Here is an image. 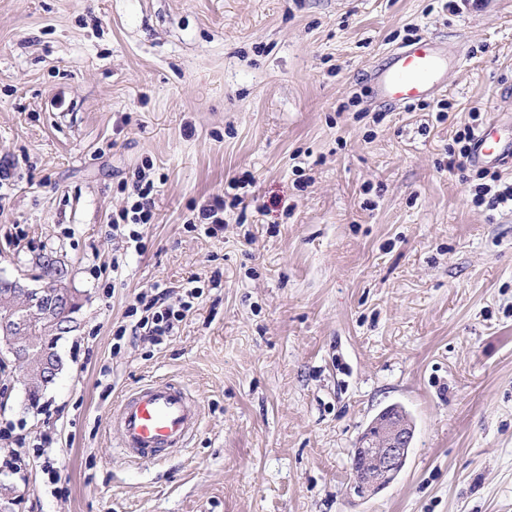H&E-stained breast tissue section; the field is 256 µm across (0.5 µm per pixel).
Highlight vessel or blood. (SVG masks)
<instances>
[{
	"mask_svg": "<svg viewBox=\"0 0 512 512\" xmlns=\"http://www.w3.org/2000/svg\"><path fill=\"white\" fill-rule=\"evenodd\" d=\"M450 62L431 37L392 50L370 79L381 102L407 107L444 86ZM470 160L477 165L512 163V136L490 121L475 137ZM202 421L198 402L177 384L151 381L129 391L113 408L110 425L122 459L156 464L187 447Z\"/></svg>",
	"mask_w": 512,
	"mask_h": 512,
	"instance_id": "vessel-or-blood-1",
	"label": "vessel or blood"
}]
</instances>
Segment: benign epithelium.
<instances>
[{
	"instance_id": "7a95c632",
	"label": "benign epithelium",
	"mask_w": 512,
	"mask_h": 512,
	"mask_svg": "<svg viewBox=\"0 0 512 512\" xmlns=\"http://www.w3.org/2000/svg\"><path fill=\"white\" fill-rule=\"evenodd\" d=\"M0 288L9 289V301L0 307V363L14 364L24 389L39 381L46 386L58 378L61 365L56 355L58 340L76 330L80 297L70 288L59 294L64 314L46 303L45 281L25 272L0 273ZM414 430L406 420L393 417L379 429L376 439L366 438L356 448L360 462L358 476L351 485L354 494L365 497L380 490L399 475L405 466Z\"/></svg>"
}]
</instances>
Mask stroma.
<instances>
[{"label":"stroma","mask_w":512,"mask_h":512,"mask_svg":"<svg viewBox=\"0 0 512 512\" xmlns=\"http://www.w3.org/2000/svg\"><path fill=\"white\" fill-rule=\"evenodd\" d=\"M418 36L462 62L379 109L370 68ZM474 112L512 119V0H0V272L57 252L82 301L38 408L0 367L16 512H512V209L448 169ZM142 165L136 247L112 219ZM218 195L244 202L212 236L189 220ZM192 278L174 336L131 333L135 294L176 306ZM158 378L201 426L124 464L112 407ZM392 404L406 466L350 494ZM149 166L134 173L131 191L128 193L127 205L112 219V229L118 230L120 224H150L154 213V181L150 178Z\"/></svg>","instance_id":"1"}]
</instances>
